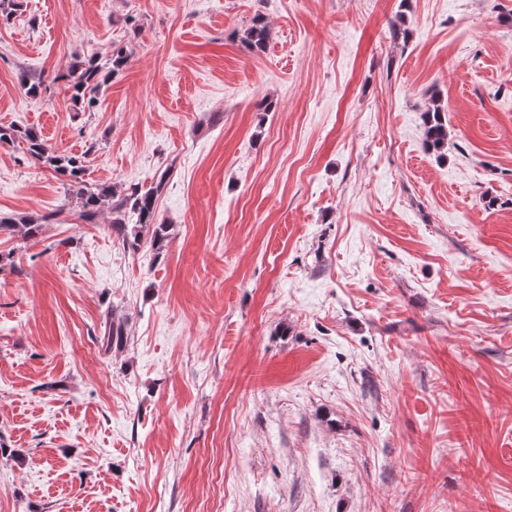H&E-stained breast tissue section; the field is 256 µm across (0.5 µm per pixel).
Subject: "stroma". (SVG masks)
<instances>
[{
    "mask_svg": "<svg viewBox=\"0 0 512 512\" xmlns=\"http://www.w3.org/2000/svg\"><path fill=\"white\" fill-rule=\"evenodd\" d=\"M16 2L0 125L168 172L171 242L0 143V211L56 215L0 234V512H512V0ZM115 45L79 109L58 74ZM240 41L253 53L261 54L267 49L271 38V27L264 14H256L249 26L237 33ZM439 98L430 99L423 110L424 141L426 149L441 158L448 147V119Z\"/></svg>",
    "mask_w": 512,
    "mask_h": 512,
    "instance_id": "stroma-1",
    "label": "stroma"
}]
</instances>
